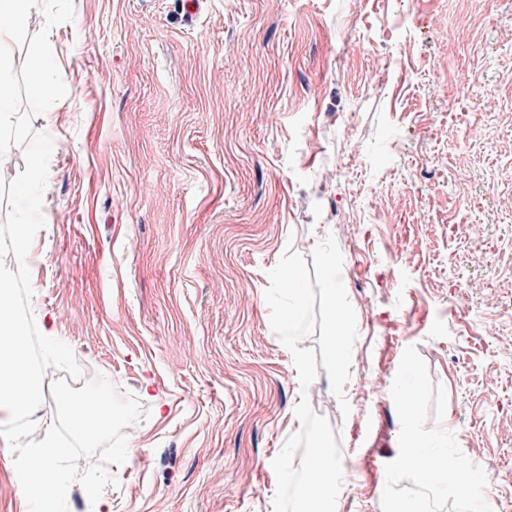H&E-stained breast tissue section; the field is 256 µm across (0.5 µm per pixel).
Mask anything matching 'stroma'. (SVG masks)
I'll return each instance as SVG.
<instances>
[{
	"label": "stroma",
	"instance_id": "obj_1",
	"mask_svg": "<svg viewBox=\"0 0 512 512\" xmlns=\"http://www.w3.org/2000/svg\"><path fill=\"white\" fill-rule=\"evenodd\" d=\"M74 8L49 32L72 92L31 116L53 151L30 308L148 416L99 500L68 505L273 512L301 428L265 300L289 250L316 294L315 412L356 483L336 512H473L487 488L512 512V0ZM439 431L447 480L396 469ZM0 512H29L1 438Z\"/></svg>",
	"mask_w": 512,
	"mask_h": 512
}]
</instances>
